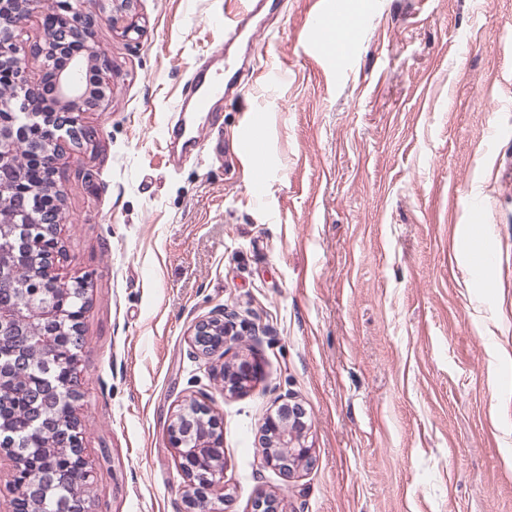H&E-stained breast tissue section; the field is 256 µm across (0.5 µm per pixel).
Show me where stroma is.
Returning <instances> with one entry per match:
<instances>
[{
    "instance_id": "1",
    "label": "stroma",
    "mask_w": 512,
    "mask_h": 512,
    "mask_svg": "<svg viewBox=\"0 0 512 512\" xmlns=\"http://www.w3.org/2000/svg\"><path fill=\"white\" fill-rule=\"evenodd\" d=\"M243 2L131 0L136 32L103 19L90 40L110 106L84 113L96 137L59 173L56 271L88 282L92 512H183L165 430L194 393L221 422L228 498L210 512L261 491L284 512H512V0H342L366 25L345 59L306 46L318 0H266L254 55L231 54L241 96L173 165L162 129ZM224 307L258 365L240 395L187 342ZM288 394L313 448L291 479L259 441Z\"/></svg>"
}]
</instances>
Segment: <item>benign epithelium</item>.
I'll use <instances>...</instances> for the list:
<instances>
[{
  "mask_svg": "<svg viewBox=\"0 0 512 512\" xmlns=\"http://www.w3.org/2000/svg\"><path fill=\"white\" fill-rule=\"evenodd\" d=\"M59 14L68 23L54 27L53 36L41 44L24 39L23 20L41 11V0H0V77L8 76V91L0 95V234L15 224H37L40 241H48L39 250L40 261L33 274L50 286L51 298L35 302L25 298V285L14 280L18 270L29 268L33 251L18 249L8 255L0 253V346L11 345L15 367L26 368L32 353L42 352L54 368L41 374L39 381L28 387L25 406L28 425L49 431L53 447L65 451L66 468L59 469L40 448L18 450L14 444L0 447V461L9 462L13 479L24 469L40 471L42 480L31 487L27 502L12 500L10 512H39L38 498L53 486L78 484L86 488L91 471L85 454L84 435L78 419L83 401L78 376L66 378L70 364L79 363L85 345L81 320L87 306L88 284L84 280L61 281L54 273L60 245L58 229L63 223L57 202L64 188L55 175L64 163L65 144H79L94 138L93 131L80 123V115L90 110H108L112 62L97 56L88 38L97 21L96 15L81 0H57ZM75 40L84 45V53L71 57L60 66L56 44ZM39 62L40 75L53 80L59 109L34 108L38 82L29 72V62ZM34 145V152L47 159L46 189L49 198L34 201L30 190L23 187L26 168L11 160L8 151L17 146ZM58 325L70 340V357L56 353L53 336L37 333L36 323ZM232 326V315L225 309L215 311L198 321L188 344L198 356L227 353L226 336ZM258 368L243 361L222 373L224 391L240 394L251 387ZM304 410L299 404L282 403L276 414H268L261 425L260 440L266 448L263 462L289 478L313 463L312 448L307 445ZM220 423L206 395L191 397L172 414L167 426L168 446L181 458L180 468L186 478L182 487L184 512H204L209 497L224 499V462ZM250 512H281L277 496L259 492Z\"/></svg>",
  "mask_w": 512,
  "mask_h": 512,
  "instance_id": "1",
  "label": "benign epithelium"
}]
</instances>
